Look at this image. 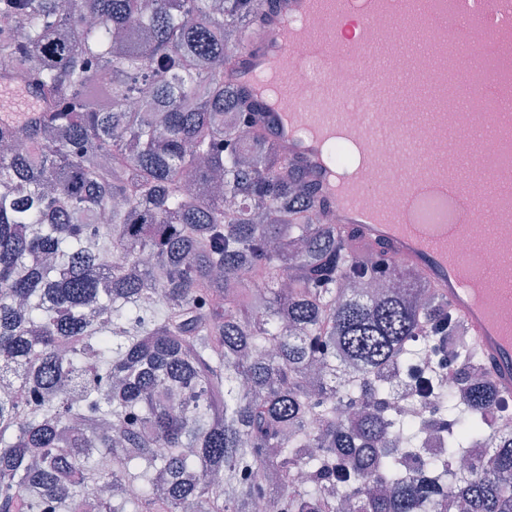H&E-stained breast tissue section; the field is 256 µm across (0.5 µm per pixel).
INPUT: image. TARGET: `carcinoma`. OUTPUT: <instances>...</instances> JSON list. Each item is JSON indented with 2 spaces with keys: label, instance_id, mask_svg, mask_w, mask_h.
Returning <instances> with one entry per match:
<instances>
[{
  "label": "carcinoma",
  "instance_id": "cac0c4a2",
  "mask_svg": "<svg viewBox=\"0 0 512 512\" xmlns=\"http://www.w3.org/2000/svg\"><path fill=\"white\" fill-rule=\"evenodd\" d=\"M262 9L0 0V81L38 100L0 117V512H512L474 340L420 273L324 223L224 79ZM447 358L451 390L426 372ZM400 374L432 390L439 455L388 401Z\"/></svg>",
  "mask_w": 512,
  "mask_h": 512
}]
</instances>
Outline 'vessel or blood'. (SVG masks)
Returning a JSON list of instances; mask_svg holds the SVG:
<instances>
[{"label": "vessel or blood", "instance_id": "b4317fda", "mask_svg": "<svg viewBox=\"0 0 512 512\" xmlns=\"http://www.w3.org/2000/svg\"><path fill=\"white\" fill-rule=\"evenodd\" d=\"M264 13L231 79L250 91L269 139L337 223L425 277L465 323L501 396H512V330L496 326L501 308L512 310V264L498 288L450 249L471 223L489 222L512 253V0H267ZM282 72L294 90L275 112L261 83ZM407 99L426 112L419 135L446 153L406 147ZM340 112L363 152L405 184L336 188L322 149L336 144ZM478 126L495 145L480 168Z\"/></svg>", "mask_w": 512, "mask_h": 512}]
</instances>
